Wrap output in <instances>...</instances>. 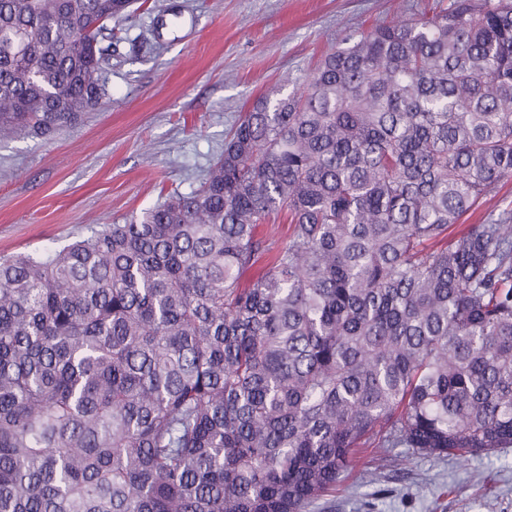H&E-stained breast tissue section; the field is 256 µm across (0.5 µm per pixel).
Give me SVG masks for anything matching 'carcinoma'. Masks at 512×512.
I'll return each instance as SVG.
<instances>
[{"mask_svg": "<svg viewBox=\"0 0 512 512\" xmlns=\"http://www.w3.org/2000/svg\"><path fill=\"white\" fill-rule=\"evenodd\" d=\"M136 0H0V133L96 107ZM512 0L258 99L200 187L0 260V512H311L363 448L512 445ZM285 211L264 277L257 224ZM503 198H507V201H512V178L505 182L497 196L489 205H486L483 209L475 213L469 212L463 215L459 221L449 229V238L454 240L458 239L467 224H474L484 219L486 216V210L490 208L497 200H501ZM288 221L283 214L259 224L257 233L270 248L269 254L262 255L251 267L245 269L239 278L241 287L249 288L262 278L270 268V256L288 244Z\"/></svg>", "mask_w": 512, "mask_h": 512, "instance_id": "1", "label": "carcinoma"}]
</instances>
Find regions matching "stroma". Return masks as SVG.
I'll return each instance as SVG.
<instances>
[{"instance_id": "obj_1", "label": "stroma", "mask_w": 512, "mask_h": 512, "mask_svg": "<svg viewBox=\"0 0 512 512\" xmlns=\"http://www.w3.org/2000/svg\"><path fill=\"white\" fill-rule=\"evenodd\" d=\"M433 0H147L105 40L100 106L49 139L0 138V256L64 247L101 224L185 193L259 97L302 89L318 60ZM270 248L239 278L251 287L288 243V222L259 224ZM400 448L354 463L316 512H512V447L465 459Z\"/></svg>"}]
</instances>
